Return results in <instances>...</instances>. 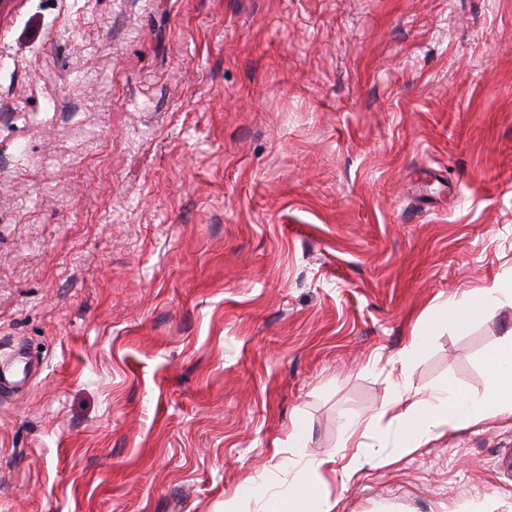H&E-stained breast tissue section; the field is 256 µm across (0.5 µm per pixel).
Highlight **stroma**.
Segmentation results:
<instances>
[{"label": "stroma", "instance_id": "1", "mask_svg": "<svg viewBox=\"0 0 512 512\" xmlns=\"http://www.w3.org/2000/svg\"><path fill=\"white\" fill-rule=\"evenodd\" d=\"M511 269L512 0L0 12V512H228L328 456L334 512H512L511 417L341 480L397 376L482 393L512 308L431 310ZM427 347L428 336L417 328H414L407 344L400 353V361L404 364H408L422 358L427 352Z\"/></svg>", "mask_w": 512, "mask_h": 512}]
</instances>
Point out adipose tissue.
Segmentation results:
<instances>
[{"instance_id":"obj_1","label":"adipose tissue","mask_w":512,"mask_h":512,"mask_svg":"<svg viewBox=\"0 0 512 512\" xmlns=\"http://www.w3.org/2000/svg\"><path fill=\"white\" fill-rule=\"evenodd\" d=\"M512 306V270L500 276L489 288L466 290L437 305L440 317L457 330L490 310ZM486 379L482 395L472 396L444 383L426 393L396 398L397 426L393 435L394 453L403 457L431 438L445 435L458 423H478L489 417H512V329L485 355ZM328 459L296 460L290 463L286 487L268 489L257 495L253 482L238 490L241 501L256 500L257 512H332L328 499L319 497L317 486Z\"/></svg>"}]
</instances>
